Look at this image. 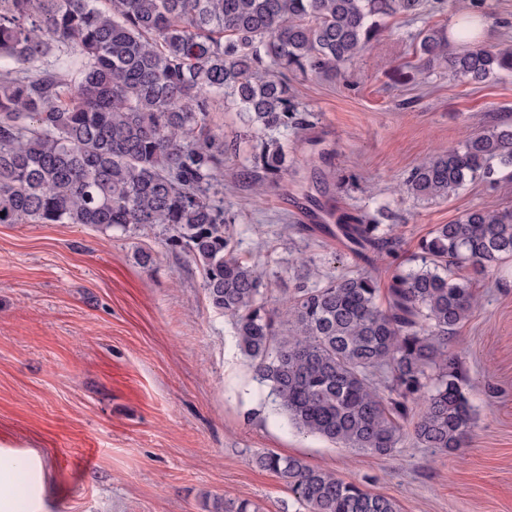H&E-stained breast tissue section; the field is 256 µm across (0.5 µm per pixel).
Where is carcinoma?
Returning <instances> with one entry per match:
<instances>
[{"mask_svg": "<svg viewBox=\"0 0 512 512\" xmlns=\"http://www.w3.org/2000/svg\"><path fill=\"white\" fill-rule=\"evenodd\" d=\"M424 0H0V224L163 225L170 247L202 270L210 306L277 411L299 432L384 456L403 436L422 448L464 445L473 415L448 334L471 314L472 281L512 258V210L471 208L418 243V265L397 267L387 302L366 272L335 276L268 305L256 265L236 255L219 186L237 151L209 124L212 101L232 100L261 149L247 175L277 186L288 173L279 135L303 125L288 73L338 75L380 39L385 19L422 15ZM420 67L482 82L512 74V44L420 32ZM55 64L43 68V58ZM512 167V125L500 123L407 177L420 200L446 199ZM367 264L397 238L374 220L336 224ZM377 372L388 378L378 386ZM307 512H397L393 500L296 456L259 452ZM212 512H259L216 499Z\"/></svg>", "mask_w": 512, "mask_h": 512, "instance_id": "1", "label": "carcinoma"}]
</instances>
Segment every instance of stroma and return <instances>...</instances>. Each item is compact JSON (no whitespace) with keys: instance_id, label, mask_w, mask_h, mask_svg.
I'll return each mask as SVG.
<instances>
[{"instance_id":"1","label":"stroma","mask_w":512,"mask_h":512,"mask_svg":"<svg viewBox=\"0 0 512 512\" xmlns=\"http://www.w3.org/2000/svg\"><path fill=\"white\" fill-rule=\"evenodd\" d=\"M478 43L512 42V0H484ZM452 9L394 17L337 78L296 74L306 124L289 131L284 186L256 196L244 171L257 144L243 113L214 103L213 130L238 151L224 160V210L236 253L256 264L278 302L300 284L355 269L303 213L393 215L397 258H376L387 287L421 238L470 208H512V171L423 201L403 185L424 158L512 123V75L481 83L419 72V33L451 30ZM165 227L0 224V473L15 475L12 512H210L248 498L261 512H306L253 461L304 459L398 512H512V258L470 278L477 305L448 339L474 425L448 454L404 437L391 455L339 448L288 426L211 308L200 268L171 249Z\"/></svg>"}]
</instances>
